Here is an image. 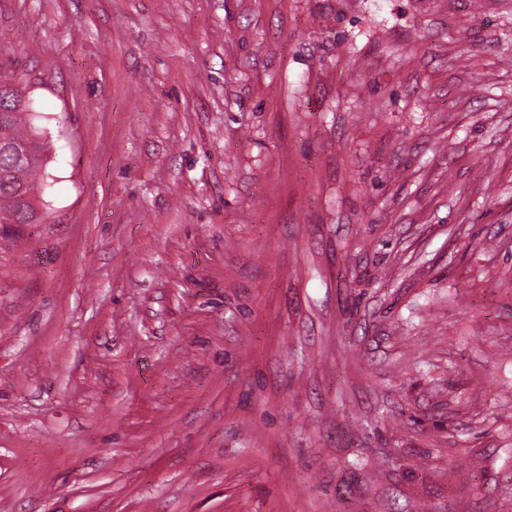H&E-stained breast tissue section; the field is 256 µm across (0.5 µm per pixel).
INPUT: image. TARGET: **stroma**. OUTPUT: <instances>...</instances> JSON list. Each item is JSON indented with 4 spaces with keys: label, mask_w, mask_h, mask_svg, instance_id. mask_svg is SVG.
<instances>
[{
    "label": "stroma",
    "mask_w": 512,
    "mask_h": 512,
    "mask_svg": "<svg viewBox=\"0 0 512 512\" xmlns=\"http://www.w3.org/2000/svg\"><path fill=\"white\" fill-rule=\"evenodd\" d=\"M0 69V512H512V0H0ZM19 88L14 75L0 73V145L28 147V155L21 165L13 153L0 149L1 251L19 240L24 226L51 223L47 222L50 214L41 197L52 147L33 122L30 104ZM16 172L23 173L22 194L14 187Z\"/></svg>",
    "instance_id": "35a3bbf8"
}]
</instances>
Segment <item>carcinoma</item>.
I'll use <instances>...</instances> for the list:
<instances>
[{"mask_svg": "<svg viewBox=\"0 0 512 512\" xmlns=\"http://www.w3.org/2000/svg\"><path fill=\"white\" fill-rule=\"evenodd\" d=\"M51 143L32 120L16 78L0 73V250L14 245L28 224L50 218L43 195Z\"/></svg>", "mask_w": 512, "mask_h": 512, "instance_id": "1", "label": "carcinoma"}]
</instances>
